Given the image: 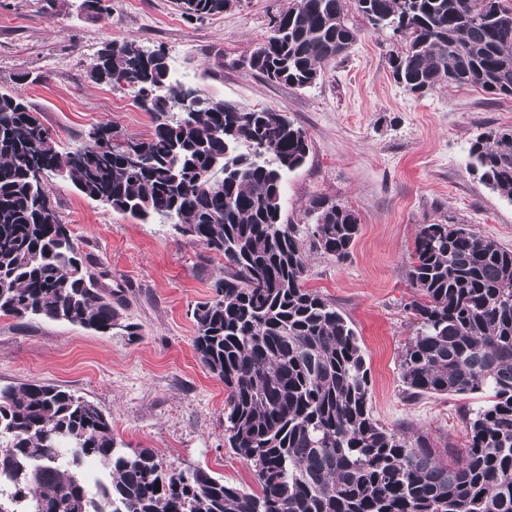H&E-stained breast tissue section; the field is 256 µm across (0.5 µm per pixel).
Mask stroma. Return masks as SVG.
Masks as SVG:
<instances>
[{
    "label": "stroma",
    "instance_id": "obj_1",
    "mask_svg": "<svg viewBox=\"0 0 512 512\" xmlns=\"http://www.w3.org/2000/svg\"><path fill=\"white\" fill-rule=\"evenodd\" d=\"M289 0H235L204 19L175 0H111L110 27L79 13L75 0H0V90L20 91L61 146L111 124L141 138L151 118L128 89L92 82L89 65L105 40L164 48L179 80L246 108L285 114L308 136L304 165L284 181L285 223L307 230L321 199L358 213L360 233L343 261L312 253L305 276L352 322L371 375V407L385 428L425 432L449 456L466 444L465 411L482 393L407 398L400 360L418 324L408 310L419 225L467 224L512 247V201L487 189L468 165L479 133L512 126V97L440 85L418 96L397 85L388 53L400 39L365 26L357 42L307 88L263 78L248 60ZM59 215L104 285L124 299L137 337L102 335L65 323L0 316V385L64 387L96 404L118 447L153 449L164 464L201 468L246 491L250 466L224 439L223 382L194 349V307L213 296L224 259L169 224H145L47 181Z\"/></svg>",
    "mask_w": 512,
    "mask_h": 512
}]
</instances>
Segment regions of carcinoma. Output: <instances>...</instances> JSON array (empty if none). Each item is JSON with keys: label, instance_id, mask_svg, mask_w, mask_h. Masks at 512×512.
<instances>
[{"label": "carcinoma", "instance_id": "1", "mask_svg": "<svg viewBox=\"0 0 512 512\" xmlns=\"http://www.w3.org/2000/svg\"><path fill=\"white\" fill-rule=\"evenodd\" d=\"M232 0H175L188 17ZM375 29L405 43L389 53L394 81L423 95L446 83L512 97V8L501 0H353ZM346 0H291L253 51L272 82L307 87L356 42ZM108 41L90 66L98 84L126 86L151 116L131 168L107 137L60 149L25 97L0 91V316L65 321L110 334L121 297L84 265L69 225L36 172L144 223L169 221L224 257L214 296L193 310L194 347L224 382L225 433L252 469L247 492L203 469L166 468L156 453L116 446L109 418L71 391L0 386V512H512V248L464 224H422L411 253L410 303L420 327L400 369L408 396L488 392L464 412L466 448L443 462L426 433L373 419L371 376L356 331L304 287L308 255L283 222L285 173L308 155L306 133L268 108L204 92L175 112L183 88L156 49L142 60ZM470 166L512 201V127L471 143ZM224 168V185L209 180ZM315 251L345 259L360 222L315 200ZM99 462L97 493L82 467Z\"/></svg>", "mask_w": 512, "mask_h": 512}]
</instances>
